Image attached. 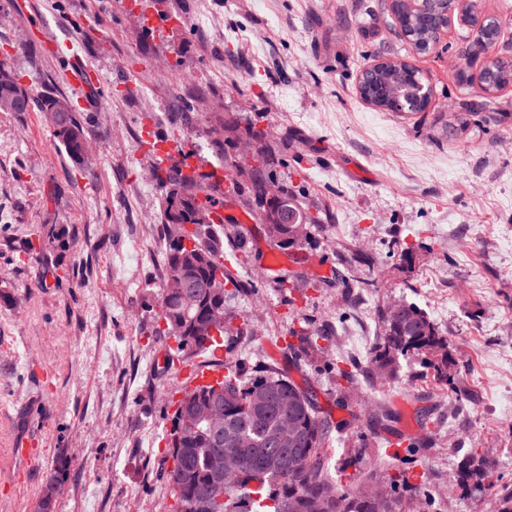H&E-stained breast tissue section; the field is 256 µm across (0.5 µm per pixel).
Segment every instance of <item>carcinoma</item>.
I'll use <instances>...</instances> for the list:
<instances>
[{"instance_id":"carcinoma-1","label":"carcinoma","mask_w":512,"mask_h":512,"mask_svg":"<svg viewBox=\"0 0 512 512\" xmlns=\"http://www.w3.org/2000/svg\"><path fill=\"white\" fill-rule=\"evenodd\" d=\"M391 20L407 28L409 38L405 50L425 52L437 40V30L443 21L439 12L410 14L403 3L392 8ZM410 76L409 63L399 57L361 75L358 91L362 99L389 111L387 100ZM512 84V61L492 63L483 80L486 102L502 87ZM60 98L41 94L21 86L20 75L9 63L0 61V110L5 112H41L53 128L55 138L69 157L82 163L85 160L84 128L72 112L59 111ZM238 176L251 188L253 215L264 222L268 209L263 202L266 185L277 180L273 160L263 146H258L256 163L237 168ZM283 197L280 206L289 216L308 220L316 232L322 228L320 215L303 207L288 184L281 183ZM162 187L166 189L163 231L166 253L163 280L158 290L157 334L174 339L177 361L187 364L202 355L203 344L213 335L205 331V323L215 312H222L235 298L236 292L227 289L233 281L221 258L224 254V227L213 222L212 214L224 207V194L205 180H195L180 169L173 168ZM186 226L185 237L192 243L170 234V226ZM290 224H275L269 235L281 250L299 246L291 240ZM197 285L192 295L174 287L176 278ZM379 334L369 360L372 374L389 380L398 376L401 361H414L433 374L441 385H448V338L428 314L414 303H403V314L388 317L377 314ZM298 343H288V349L306 360L322 352L319 330L303 326L290 332ZM224 390V416L230 436L224 447L235 448L245 459L246 468L238 485L227 491L224 501L212 512H379L368 488H381L398 506L419 496L422 485L414 484L399 473L386 481L377 476L375 465L387 455L391 440L375 431L370 437L361 436L358 447L336 468L339 477L332 475L329 445L333 430H342L347 422L332 423L331 416L318 411L316 397L293 379L284 376L273 366H263L245 375L237 363H224V379L217 385L195 386L183 391L190 402L204 401L215 388ZM292 414L299 441L293 448L278 443V427L284 413ZM369 418L387 433L392 429L386 422L394 415L382 405L370 406ZM172 426L166 442L171 460L164 471L169 493L174 500L172 512H185L209 483L212 454L216 445L203 423L193 421L189 410L174 411ZM363 464L365 478L358 480L346 474L348 467ZM456 481L471 498H481L496 492L495 512H512V489L497 488L498 461L477 448L469 449L456 462Z\"/></svg>"}]
</instances>
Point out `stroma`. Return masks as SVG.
Wrapping results in <instances>:
<instances>
[{"label": "stroma", "instance_id": "1", "mask_svg": "<svg viewBox=\"0 0 512 512\" xmlns=\"http://www.w3.org/2000/svg\"><path fill=\"white\" fill-rule=\"evenodd\" d=\"M387 10L385 0H0V57L22 84L69 98L89 145L76 164L41 113L0 112V512H34L61 463L54 512H169L168 392L188 381L157 366L169 346L155 333L164 191L144 131L171 139L188 126L197 157L230 172L239 157L218 154L211 132L224 120L256 122L278 176L324 227L306 262L275 270L263 225L245 224V252L225 236L240 287L233 321L246 333L224 338L221 360L290 370L284 345L309 319L326 339L307 385L350 421L331 455L369 429L337 407L324 372L345 357L361 403L389 404L401 439L424 445L416 466L383 462L378 474L408 469L444 488L429 512H494L492 496L464 498L448 478L477 447L512 485V84L493 111L460 84L455 61L472 32L457 21L409 56L431 90L427 110L368 105L357 91L365 65L402 49ZM148 14L167 26L147 28ZM53 41L95 77L96 111H84ZM350 261L357 280L346 286L336 269ZM285 275L296 289L279 287ZM394 300L447 336L451 387L416 364L396 382L373 378L372 344L357 335L375 332Z\"/></svg>", "mask_w": 512, "mask_h": 512}]
</instances>
